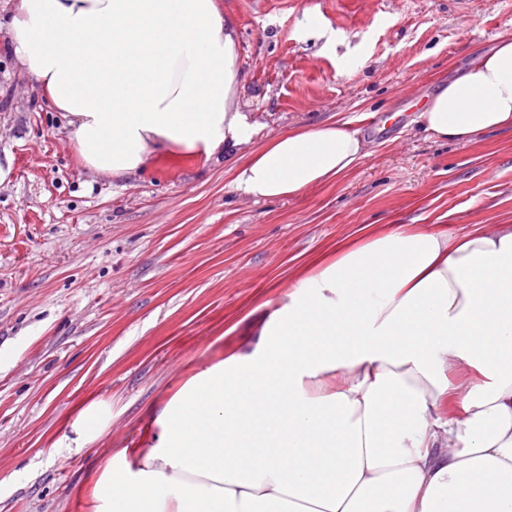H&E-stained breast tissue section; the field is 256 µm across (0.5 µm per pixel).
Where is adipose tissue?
Instances as JSON below:
<instances>
[{"label":"adipose tissue","instance_id":"1","mask_svg":"<svg viewBox=\"0 0 512 512\" xmlns=\"http://www.w3.org/2000/svg\"><path fill=\"white\" fill-rule=\"evenodd\" d=\"M6 27L95 173L246 145L235 187L268 200L364 156L341 122L254 143L261 124L236 105V40L216 0H12ZM418 119L466 143L512 128V37L474 55ZM256 311L245 343L199 362L96 468L91 512H512V223L459 238L392 225ZM111 425V402L89 401L65 454Z\"/></svg>","mask_w":512,"mask_h":512}]
</instances>
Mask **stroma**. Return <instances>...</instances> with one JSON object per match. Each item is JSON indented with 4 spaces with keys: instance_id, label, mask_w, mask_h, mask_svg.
Wrapping results in <instances>:
<instances>
[{
    "instance_id": "35a3bbf8",
    "label": "stroma",
    "mask_w": 512,
    "mask_h": 512,
    "mask_svg": "<svg viewBox=\"0 0 512 512\" xmlns=\"http://www.w3.org/2000/svg\"><path fill=\"white\" fill-rule=\"evenodd\" d=\"M218 4L257 141L343 120L367 154L337 182L258 202L235 190L230 162L183 153L128 178L92 174L0 28V512H82L86 473L145 412L363 227L460 237L512 221V129L441 141L406 109L512 36V0ZM91 399L111 401V428L55 456Z\"/></svg>"
}]
</instances>
